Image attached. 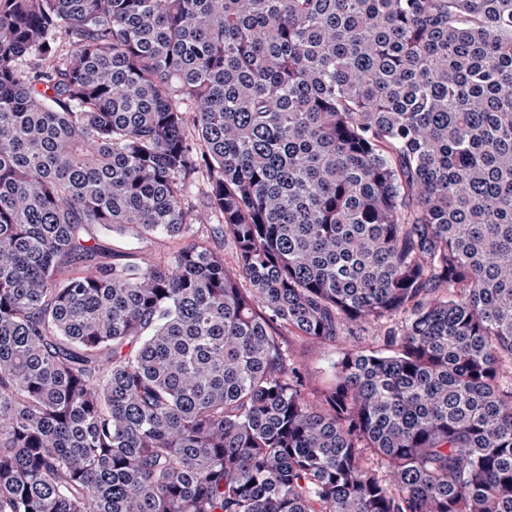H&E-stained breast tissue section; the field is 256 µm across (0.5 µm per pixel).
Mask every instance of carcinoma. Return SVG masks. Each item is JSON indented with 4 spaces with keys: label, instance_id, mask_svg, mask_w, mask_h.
Masks as SVG:
<instances>
[{
    "label": "carcinoma",
    "instance_id": "1",
    "mask_svg": "<svg viewBox=\"0 0 512 512\" xmlns=\"http://www.w3.org/2000/svg\"><path fill=\"white\" fill-rule=\"evenodd\" d=\"M0 512H512V0H0ZM97 234L103 242L116 250L134 255L131 258L168 256L176 247V241L170 239L141 243L134 239L123 238L107 230H98ZM294 359L307 370L311 380V389H323L333 379L334 363L339 356L338 346L334 344L299 345L292 344Z\"/></svg>",
    "mask_w": 512,
    "mask_h": 512
}]
</instances>
